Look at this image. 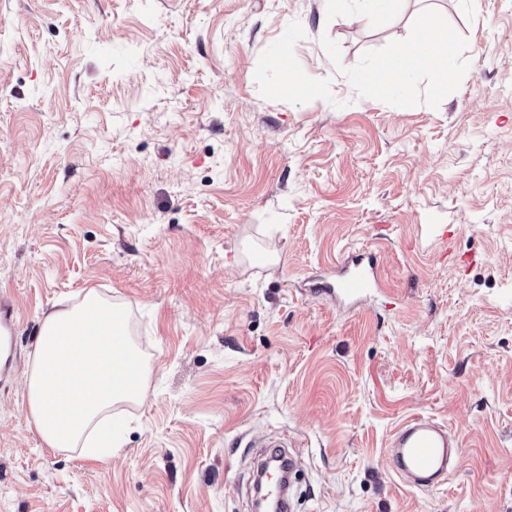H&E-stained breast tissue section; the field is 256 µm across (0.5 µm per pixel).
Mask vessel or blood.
Masks as SVG:
<instances>
[{"instance_id":"1","label":"vessel or blood","mask_w":512,"mask_h":512,"mask_svg":"<svg viewBox=\"0 0 512 512\" xmlns=\"http://www.w3.org/2000/svg\"><path fill=\"white\" fill-rule=\"evenodd\" d=\"M380 286L374 252L359 251L349 258L327 289L341 302L358 304ZM453 441L444 426L420 416L403 422L388 450L393 471L403 480L429 487L446 474Z\"/></svg>"}]
</instances>
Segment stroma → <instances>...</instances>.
Here are the masks:
<instances>
[{
    "mask_svg": "<svg viewBox=\"0 0 512 512\" xmlns=\"http://www.w3.org/2000/svg\"><path fill=\"white\" fill-rule=\"evenodd\" d=\"M360 9L0 0V512H252L277 437L289 512H512V0ZM426 9L457 73L356 82ZM362 247L396 307L322 292ZM89 288L148 367L99 460L45 446L26 378ZM414 415L461 449L442 485L391 469ZM362 16L369 20H384L395 12L398 0H360Z\"/></svg>",
    "mask_w": 512,
    "mask_h": 512,
    "instance_id": "35a3bbf8",
    "label": "stroma"
}]
</instances>
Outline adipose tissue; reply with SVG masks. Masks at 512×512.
Masks as SVG:
<instances>
[{"label": "adipose tissue", "mask_w": 512, "mask_h": 512, "mask_svg": "<svg viewBox=\"0 0 512 512\" xmlns=\"http://www.w3.org/2000/svg\"><path fill=\"white\" fill-rule=\"evenodd\" d=\"M457 54L448 30L435 15L421 14L414 39L379 59L360 81L390 90L410 76L432 72L442 79L455 72ZM147 371L121 312L96 289L43 319L28 375L30 410L47 447L78 448L85 456L110 455L124 420L116 404L139 402Z\"/></svg>", "instance_id": "obj_1"}]
</instances>
